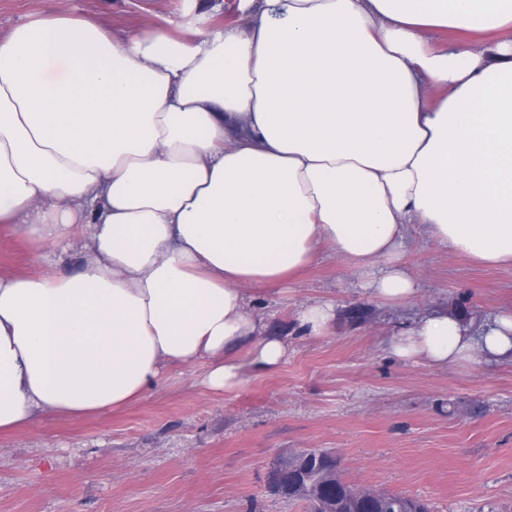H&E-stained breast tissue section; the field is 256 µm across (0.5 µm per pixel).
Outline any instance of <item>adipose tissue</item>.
I'll return each instance as SVG.
<instances>
[{
	"instance_id": "1",
	"label": "adipose tissue",
	"mask_w": 512,
	"mask_h": 512,
	"mask_svg": "<svg viewBox=\"0 0 512 512\" xmlns=\"http://www.w3.org/2000/svg\"><path fill=\"white\" fill-rule=\"evenodd\" d=\"M238 18L111 34L71 14L0 35V223L41 271L0 276V433L140 399L166 367L224 393L288 359L248 285L321 247L363 296L412 299L409 227L512 264V0H239ZM82 240L80 272L63 240ZM329 300L294 331L323 335ZM393 355L512 361V312L445 314Z\"/></svg>"
}]
</instances>
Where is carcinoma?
<instances>
[{
  "label": "carcinoma",
  "mask_w": 512,
  "mask_h": 512,
  "mask_svg": "<svg viewBox=\"0 0 512 512\" xmlns=\"http://www.w3.org/2000/svg\"><path fill=\"white\" fill-rule=\"evenodd\" d=\"M273 494L298 502L307 512H360L359 487L345 482L338 473L336 457L310 448L276 462L269 474ZM375 512H429L428 505L400 494L380 492L371 498Z\"/></svg>",
  "instance_id": "cac0c4a2"
}]
</instances>
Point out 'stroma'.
<instances>
[{
	"instance_id": "35a3bbf8",
	"label": "stroma",
	"mask_w": 512,
	"mask_h": 512,
	"mask_svg": "<svg viewBox=\"0 0 512 512\" xmlns=\"http://www.w3.org/2000/svg\"><path fill=\"white\" fill-rule=\"evenodd\" d=\"M206 0H0V34L35 15L77 13L109 31H149ZM34 245L0 228V275L38 273ZM415 299L360 296L331 251L283 286L250 290L270 331L330 299L334 326L290 340L275 372L239 391L203 388V365L167 369L127 407L43 417L0 434V512H303L271 494L278 460L331 451L344 481L428 503L431 512H512V362L449 367L395 357L402 324L434 311L471 333L512 311V265L480 266L410 228Z\"/></svg>"
}]
</instances>
